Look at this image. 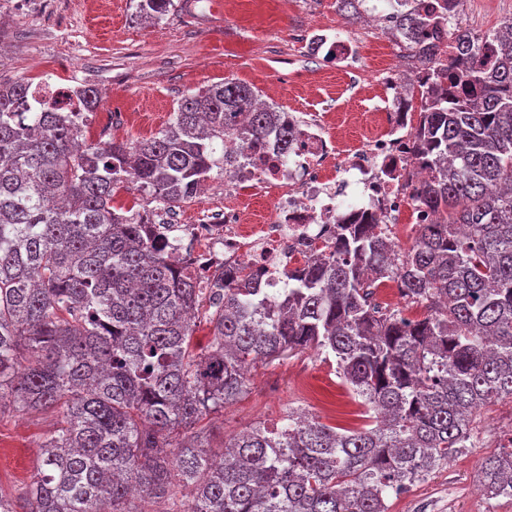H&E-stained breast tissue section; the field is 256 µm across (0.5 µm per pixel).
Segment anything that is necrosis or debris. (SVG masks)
<instances>
[{
  "instance_id": "obj_1",
  "label": "necrosis or debris",
  "mask_w": 512,
  "mask_h": 512,
  "mask_svg": "<svg viewBox=\"0 0 512 512\" xmlns=\"http://www.w3.org/2000/svg\"><path fill=\"white\" fill-rule=\"evenodd\" d=\"M430 0H359L360 17L375 24L402 54L407 37L394 25L396 14L422 9ZM383 107L379 132L357 143L331 132L325 118L302 122L288 153L277 133L262 144L248 135V121L236 124L233 150L224 154V218L219 224H185L173 252L190 264L198 281L221 270L259 276L268 294L279 297L288 272L336 243L340 224H372L396 246L412 245L417 225L432 217L417 205L414 188L428 171L417 152V107L405 85L424 92V66L400 73L394 63L369 76ZM270 198L271 206L251 216L239 193ZM408 223H399V216Z\"/></svg>"
}]
</instances>
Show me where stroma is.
<instances>
[{
    "label": "stroma",
    "mask_w": 512,
    "mask_h": 512,
    "mask_svg": "<svg viewBox=\"0 0 512 512\" xmlns=\"http://www.w3.org/2000/svg\"><path fill=\"white\" fill-rule=\"evenodd\" d=\"M156 20L140 18L137 0H28L0 28V77L35 82L49 76L95 85L104 116L87 141L131 143L168 126L179 102L208 85L234 79L255 87L263 102L307 119L328 113L336 129H365L373 89L362 79L374 67L376 33L336 9V0H174ZM351 35L358 71L345 75L332 57L308 51L312 19ZM324 424L362 428L366 408L342 382L336 360L314 350L252 369L249 390L224 411L205 417L212 451L261 423L278 429L288 410ZM60 410L0 415V493L22 494L39 446ZM478 445L453 457L410 493L391 499L390 512H512V499L476 490L481 461L512 443V403L481 413Z\"/></svg>",
    "instance_id": "1"
}]
</instances>
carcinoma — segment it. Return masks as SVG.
<instances>
[{
  "label": "carcinoma",
  "mask_w": 512,
  "mask_h": 512,
  "mask_svg": "<svg viewBox=\"0 0 512 512\" xmlns=\"http://www.w3.org/2000/svg\"><path fill=\"white\" fill-rule=\"evenodd\" d=\"M170 5L138 3L151 20ZM396 22L432 67L417 138L437 176L415 200L436 220L399 259L374 225H344L288 273L281 306L243 271L199 285L169 256L173 225L112 206L124 183L168 212L192 201L240 115L257 143L271 130L258 91L203 88L157 135L102 147L79 117L31 103L30 83L0 81V409H62L24 497L0 493V512H135L132 489L170 500L176 478L190 496L166 512H389L475 447L477 412L512 399V16L457 35L444 64L441 23ZM390 273L421 317L370 307L368 282ZM308 349L336 358L375 426L340 432L290 410L213 459L196 425L247 393L251 366ZM479 483L512 499V449L481 462Z\"/></svg>",
  "instance_id": "carcinoma-1"
}]
</instances>
